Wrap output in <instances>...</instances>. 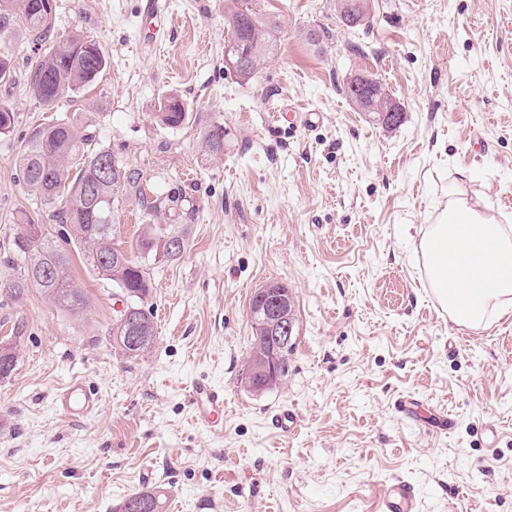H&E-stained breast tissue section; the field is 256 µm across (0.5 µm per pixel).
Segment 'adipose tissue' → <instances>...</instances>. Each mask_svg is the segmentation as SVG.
<instances>
[{
	"label": "adipose tissue",
	"mask_w": 512,
	"mask_h": 512,
	"mask_svg": "<svg viewBox=\"0 0 512 512\" xmlns=\"http://www.w3.org/2000/svg\"><path fill=\"white\" fill-rule=\"evenodd\" d=\"M422 248L429 284L458 325L481 323L491 301L512 297V226L487 216L480 198L449 196Z\"/></svg>",
	"instance_id": "1"
}]
</instances>
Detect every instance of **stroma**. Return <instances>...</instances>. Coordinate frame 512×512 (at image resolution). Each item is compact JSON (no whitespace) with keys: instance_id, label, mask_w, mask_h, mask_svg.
Returning a JSON list of instances; mask_svg holds the SVG:
<instances>
[{"instance_id":"1","label":"stroma","mask_w":512,"mask_h":512,"mask_svg":"<svg viewBox=\"0 0 512 512\" xmlns=\"http://www.w3.org/2000/svg\"><path fill=\"white\" fill-rule=\"evenodd\" d=\"M167 2L166 39L145 52L140 0H55V34L99 42L106 71L45 110L20 33L0 82L16 116L0 135V259L19 215L45 212L16 159L54 118L81 119L138 174L140 191L119 198L118 240L166 223L145 203L173 194L188 236L180 260L148 265L156 338L134 360L110 341L120 295L83 265L89 307L77 317L37 291H0V339L16 337L18 357L0 383V512H113L148 488L163 512H376L397 480L414 485L420 512H512V307L458 326L419 251L458 190L512 225V0H374L357 28L336 0H261L280 28L250 80L224 68V0ZM358 75L402 107L399 127L346 96ZM171 94L190 112L177 129L155 117ZM286 106L319 124L275 122ZM214 123L220 157L202 144ZM270 281L292 294L295 348L283 384L256 394L249 304ZM75 377L98 390L96 416L56 408ZM197 381L224 392L219 429L194 418ZM406 395L446 409L453 427L403 418ZM280 408L297 417L291 434L271 425Z\"/></svg>"}]
</instances>
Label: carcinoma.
Wrapping results in <instances>:
<instances>
[{"label":"carcinoma","mask_w":512,"mask_h":512,"mask_svg":"<svg viewBox=\"0 0 512 512\" xmlns=\"http://www.w3.org/2000/svg\"><path fill=\"white\" fill-rule=\"evenodd\" d=\"M345 23L369 19L370 6L365 0H336ZM53 0H0V42L22 30L33 42L47 43L31 75V90L48 110L68 94H76L93 82L106 68L104 48L78 31L66 35L52 34ZM227 45L243 47L237 76L252 78L261 61L275 51V18L258 8V0H229L224 7ZM389 96L381 92L370 100L356 102L363 111L384 122L383 110ZM159 122L178 128L189 121L188 107L175 96L160 104ZM93 135L80 130L71 120L42 124L30 133L18 167L27 189L50 208L52 220L65 225L64 244L34 218H27L13 237V257L0 269V290L18 298L34 288L61 311L82 313L88 298L71 274L72 252L82 255L87 269L121 289L130 302L132 313L112 325V345L128 358H137L154 342L156 325L153 314L144 307L152 288L146 260L164 250L166 261L180 259L187 249L188 238L180 224H148L135 244L125 247L115 241L113 232L115 205L126 187L137 183L111 151L92 147ZM203 145L212 156L224 154V125L214 124L203 133ZM152 213L178 216V199H156L149 203ZM177 238L181 247L167 251V242ZM253 350L270 347L261 320L251 318ZM137 334L145 340L132 347L128 337ZM16 342L0 341V381L8 379L16 366ZM119 512H162L160 495L139 491L127 496Z\"/></svg>","instance_id":"cac0c4a2"}]
</instances>
